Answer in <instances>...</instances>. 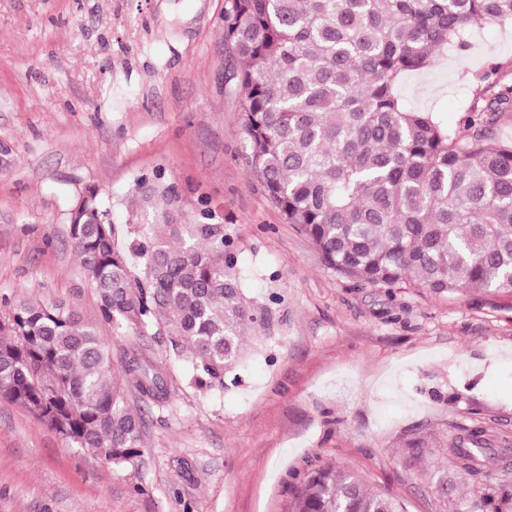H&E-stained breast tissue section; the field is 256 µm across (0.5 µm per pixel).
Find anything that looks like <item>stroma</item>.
Masks as SVG:
<instances>
[{
    "instance_id": "35a3bbf8",
    "label": "stroma",
    "mask_w": 512,
    "mask_h": 512,
    "mask_svg": "<svg viewBox=\"0 0 512 512\" xmlns=\"http://www.w3.org/2000/svg\"><path fill=\"white\" fill-rule=\"evenodd\" d=\"M225 0H0V313L62 304L135 359L168 398L128 387L142 454L106 467L0 398V512H282L304 458L341 464L407 512H453L477 485L447 455L457 426L512 440V294L439 297L329 269L252 174L226 83ZM470 54L451 51L400 92L449 131L467 117ZM174 191L177 223L218 224L267 318L239 386L191 384L159 328L121 330L69 236L98 188L117 228L150 229L139 181Z\"/></svg>"
}]
</instances>
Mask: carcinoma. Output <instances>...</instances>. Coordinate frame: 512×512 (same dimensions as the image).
<instances>
[{"instance_id": "obj_1", "label": "carcinoma", "mask_w": 512, "mask_h": 512, "mask_svg": "<svg viewBox=\"0 0 512 512\" xmlns=\"http://www.w3.org/2000/svg\"><path fill=\"white\" fill-rule=\"evenodd\" d=\"M480 22L512 26V0H226L228 81L242 92L251 172L329 268L436 295L512 293V139L498 136L512 112V59L481 66L453 134L399 91L448 51L470 50L466 35ZM139 190L161 216L151 236L104 221L105 202L88 188L70 215L75 255L103 320L162 327L195 383L223 388L264 309L241 288L217 225L190 234L173 220L172 190L144 180ZM131 383L162 394L137 360L117 368L109 341L77 313L24 301L0 314V397L109 467L142 454ZM495 446L512 468V442L476 424L448 438V458L479 484V512H512V482L485 479L483 453ZM289 477L286 512H406L340 466L309 462Z\"/></svg>"}]
</instances>
